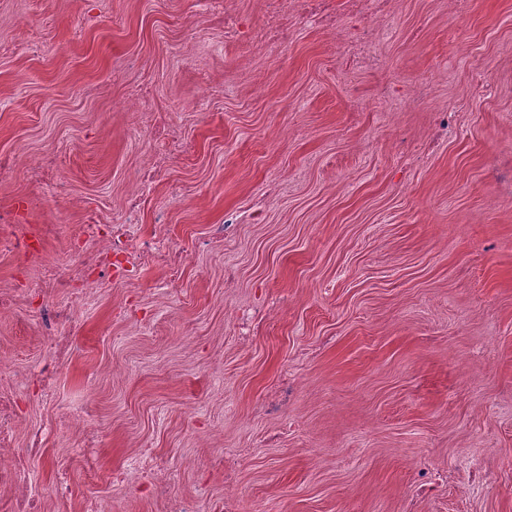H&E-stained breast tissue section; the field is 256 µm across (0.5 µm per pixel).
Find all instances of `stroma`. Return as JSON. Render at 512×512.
I'll return each instance as SVG.
<instances>
[{
  "label": "stroma",
  "mask_w": 512,
  "mask_h": 512,
  "mask_svg": "<svg viewBox=\"0 0 512 512\" xmlns=\"http://www.w3.org/2000/svg\"><path fill=\"white\" fill-rule=\"evenodd\" d=\"M386 8L370 71L296 19L279 49L225 44L203 0H0V157L56 151L70 195L0 186V210L57 227L0 255V293L72 265L87 212L117 224L134 198L180 257L83 303L52 292L69 345L43 388L37 312L0 316L20 417L0 457L44 512H512V0ZM170 126L189 151L158 169Z\"/></svg>",
  "instance_id": "1"
}]
</instances>
